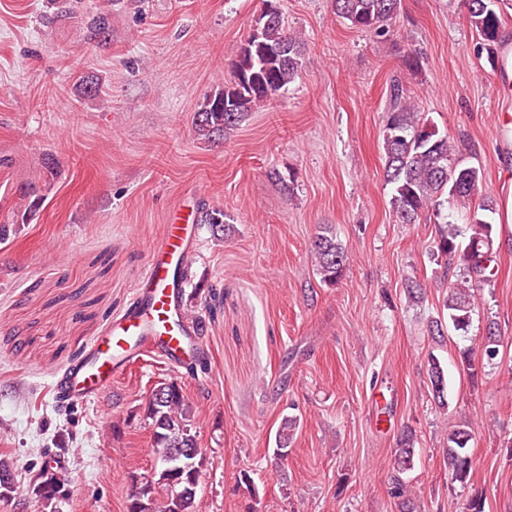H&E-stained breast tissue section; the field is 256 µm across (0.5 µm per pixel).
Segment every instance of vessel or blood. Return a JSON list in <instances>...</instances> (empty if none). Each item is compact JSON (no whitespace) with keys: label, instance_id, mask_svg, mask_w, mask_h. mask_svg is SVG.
Instances as JSON below:
<instances>
[{"label":"vessel or blood","instance_id":"1","mask_svg":"<svg viewBox=\"0 0 512 512\" xmlns=\"http://www.w3.org/2000/svg\"><path fill=\"white\" fill-rule=\"evenodd\" d=\"M195 221V213H188L183 223L166 225L152 241L136 302L57 377V395L68 401L97 400L146 351L162 352L178 364L198 356L197 325L186 313L182 283L172 277L174 267L186 270L193 262Z\"/></svg>","mask_w":512,"mask_h":512}]
</instances>
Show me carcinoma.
<instances>
[{
    "instance_id": "carcinoma-1",
    "label": "carcinoma",
    "mask_w": 512,
    "mask_h": 512,
    "mask_svg": "<svg viewBox=\"0 0 512 512\" xmlns=\"http://www.w3.org/2000/svg\"><path fill=\"white\" fill-rule=\"evenodd\" d=\"M400 0H332L337 17L352 28L386 36L396 17ZM467 17L476 29L480 42L478 52L495 61L501 54L503 17L498 0H465ZM110 32V21L100 12L89 23L90 38L103 42ZM304 40L288 29L280 7L259 13L247 38L231 62L230 81L217 86L198 106L193 118L195 134L208 142H218L237 129L254 111L282 96L295 81L303 63ZM392 106L382 132L383 169L390 185L391 208L402 224H417L424 217L433 218L436 237L432 255L446 261V269H454L456 280L450 284L443 308L448 326L466 333L477 306L475 293L498 274L494 252V227L485 212L492 210L484 202L473 208L466 223L456 222L454 214L445 211L449 200L469 201L482 181L481 169L466 165L457 155L448 135L425 120L403 83L396 81L390 90ZM200 224L224 233V211L201 202ZM316 272L325 285L341 279L349 262L347 246L328 227L315 236L311 244ZM500 336L490 330L481 342L480 359L491 361L499 354ZM429 382L434 399L448 404V382L440 362L431 358ZM147 415L153 426V445L161 448H194V415L185 399L183 388L169 381L154 386L147 404ZM297 428V418L285 416L279 429L275 454L288 456V444ZM471 430L459 425L448 433L445 459L448 481L465 484L474 466L470 452ZM415 437L405 429L397 439L391 465V494L401 498L410 493L403 475L413 468ZM160 469L136 481L130 495L128 512H195L198 486L207 466L204 452L186 456L184 473L175 489H170V463L158 458Z\"/></svg>"
}]
</instances>
